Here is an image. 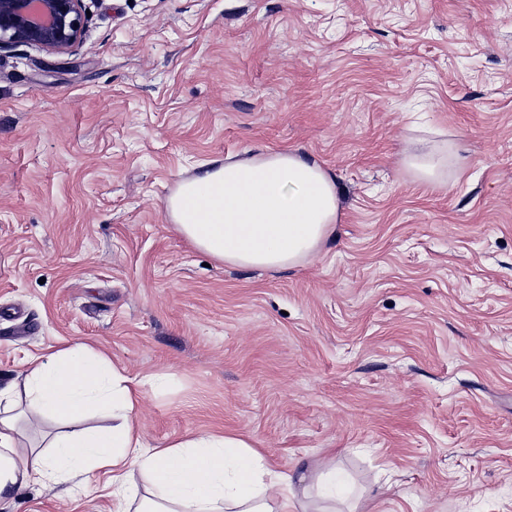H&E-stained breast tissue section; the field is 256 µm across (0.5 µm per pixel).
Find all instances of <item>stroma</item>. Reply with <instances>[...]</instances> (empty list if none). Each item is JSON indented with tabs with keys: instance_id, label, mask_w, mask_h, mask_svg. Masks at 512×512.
I'll use <instances>...</instances> for the list:
<instances>
[{
	"instance_id": "stroma-1",
	"label": "stroma",
	"mask_w": 512,
	"mask_h": 512,
	"mask_svg": "<svg viewBox=\"0 0 512 512\" xmlns=\"http://www.w3.org/2000/svg\"><path fill=\"white\" fill-rule=\"evenodd\" d=\"M68 53H0V387L78 344L145 380L144 443L332 457L358 512H512V0H85ZM443 133L447 187L402 148ZM310 153L336 236L211 260L167 201L202 164ZM5 512H112L31 485Z\"/></svg>"
}]
</instances>
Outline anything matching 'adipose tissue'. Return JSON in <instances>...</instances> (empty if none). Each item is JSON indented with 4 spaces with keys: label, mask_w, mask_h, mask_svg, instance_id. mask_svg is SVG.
I'll return each mask as SVG.
<instances>
[{
    "label": "adipose tissue",
    "mask_w": 512,
    "mask_h": 512,
    "mask_svg": "<svg viewBox=\"0 0 512 512\" xmlns=\"http://www.w3.org/2000/svg\"><path fill=\"white\" fill-rule=\"evenodd\" d=\"M404 164L421 184L447 183L448 151L428 139L406 150ZM167 209L175 232L216 261L281 270L305 263L335 236L341 203L315 157L265 149L182 181ZM143 387L84 345L32 361L22 390L0 388V503L32 484H87L102 472L112 482L113 512H298L293 475L270 466L243 435L146 447L133 423ZM100 409L113 425L73 427L47 452L17 446L26 411L73 426Z\"/></svg>",
    "instance_id": "1"
}]
</instances>
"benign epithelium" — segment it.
Wrapping results in <instances>:
<instances>
[{
    "instance_id": "1",
    "label": "benign epithelium",
    "mask_w": 512,
    "mask_h": 512,
    "mask_svg": "<svg viewBox=\"0 0 512 512\" xmlns=\"http://www.w3.org/2000/svg\"><path fill=\"white\" fill-rule=\"evenodd\" d=\"M84 0H0V50L67 53L84 37Z\"/></svg>"
}]
</instances>
